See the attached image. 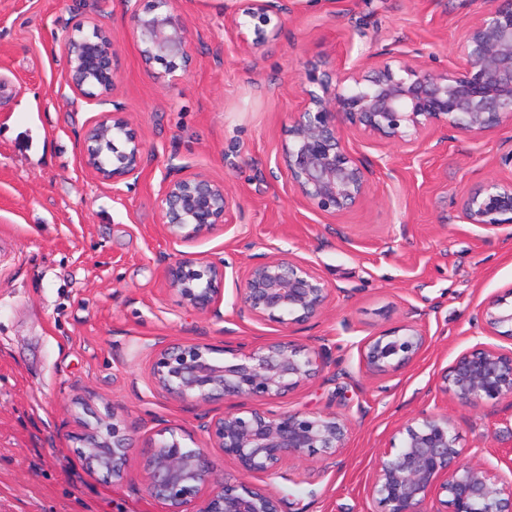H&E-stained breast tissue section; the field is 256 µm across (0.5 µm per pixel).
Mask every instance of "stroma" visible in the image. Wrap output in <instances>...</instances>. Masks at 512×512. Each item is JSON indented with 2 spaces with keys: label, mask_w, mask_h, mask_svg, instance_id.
Instances as JSON below:
<instances>
[{
  "label": "stroma",
  "mask_w": 512,
  "mask_h": 512,
  "mask_svg": "<svg viewBox=\"0 0 512 512\" xmlns=\"http://www.w3.org/2000/svg\"><path fill=\"white\" fill-rule=\"evenodd\" d=\"M233 0H175L188 29V75L158 82L130 35L125 0H0V512H160L132 456L124 482L88 473L72 437L82 409L124 416L144 435L168 425L206 446L203 409L170 399L152 379L156 351L182 340L262 346L284 339L319 351L320 371L265 410L347 414L353 428L333 460H304L259 486L292 512H377L370 485L380 449L424 412L456 422L468 458L512 487V406L473 410L441 391V376L480 345L512 350L485 333L476 312L512 286V229L465 223L458 203L492 180L512 129L481 138L449 134L409 150L348 135L370 164L365 201L334 218L297 197L275 168L285 127L304 104L299 76L309 60L375 66L404 54L431 68L455 62L460 33L484 0H299L276 40L243 52L226 25ZM88 17L112 36L117 87L90 102L63 79L61 45ZM121 106L152 156L138 183L109 185L83 166L86 125ZM226 184L228 230L195 251L239 270L280 251L313 265L332 290L317 321L282 327L239 320L234 284L224 283L220 317L184 308L163 260L183 246L160 222L169 167ZM410 323L427 336L403 370L365 373L359 345Z\"/></svg>",
  "instance_id": "35a3bbf8"
}]
</instances>
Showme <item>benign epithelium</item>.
<instances>
[{
    "label": "benign epithelium",
    "instance_id": "7a95c632",
    "mask_svg": "<svg viewBox=\"0 0 512 512\" xmlns=\"http://www.w3.org/2000/svg\"><path fill=\"white\" fill-rule=\"evenodd\" d=\"M228 26L239 47L256 53L276 39L290 13L288 0H236ZM131 35L147 69L164 82L187 74L193 64L187 23L173 0H135ZM75 28L62 44L64 81L79 98L101 101L113 95L112 37L95 30L83 38ZM454 66L432 70L406 56L381 65L329 68L304 64V106L285 130L277 168L285 169L300 198L315 212L339 216L368 192V165L348 147L355 133L403 147L442 143L448 133L481 137L512 125V0H487L455 47ZM125 149L101 162L109 138ZM84 167L99 181L138 180L151 155L127 113L115 109L91 120L79 146ZM168 236L191 245L233 223L232 198L224 184L185 167H171L158 202ZM463 219L487 230L512 224V180H492L462 198ZM234 254L216 263L200 252L181 251L164 262V274L181 305L220 316L227 269ZM239 317L283 327L322 316L331 288L312 266L289 253L255 258L235 276ZM485 331L512 338V287L481 306L476 314ZM427 343L411 324L365 340L360 356L371 375L394 373L412 363ZM320 354L285 340L259 347L230 341L173 342L152 363L158 389L175 401L206 407L226 399L262 401L278 397L318 372ZM441 389L470 408L512 402V351L479 346L461 353L442 377ZM210 447L191 448L192 436L166 426L138 437L120 415L78 423L73 439L86 469L122 481L134 451L143 460L144 490L161 512H286L283 500L245 480L217 475L211 449L233 459L246 477L279 473L294 460H330L340 455L351 421L336 412L270 413L261 408H227L203 424ZM399 445L380 452L371 494L382 512H425L432 496H444L446 512H512V496L487 467L466 461L455 421L446 413H421L401 430Z\"/></svg>",
    "mask_w": 512,
    "mask_h": 512
}]
</instances>
